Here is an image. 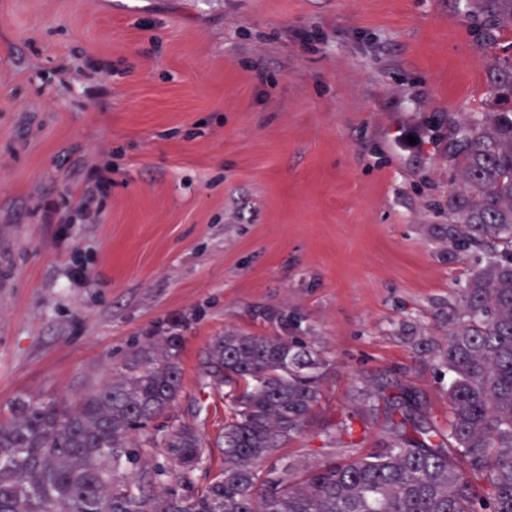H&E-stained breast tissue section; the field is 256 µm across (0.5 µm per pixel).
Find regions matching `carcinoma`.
<instances>
[{
	"label": "carcinoma",
	"mask_w": 512,
	"mask_h": 512,
	"mask_svg": "<svg viewBox=\"0 0 512 512\" xmlns=\"http://www.w3.org/2000/svg\"><path fill=\"white\" fill-rule=\"evenodd\" d=\"M496 31L512 0H487ZM489 111L466 114L448 140L462 186L448 193L439 238L483 257L458 289L448 334L431 347L448 370V428L429 423L399 387L384 448L361 453L342 421L339 459H271L300 436L319 406L329 360L302 336L229 330L211 343L209 385L225 386L224 432L206 441L171 420L148 435L181 389L182 336L144 337L110 378L70 399L17 397L0 408V512H512V45L487 72ZM160 453L168 465L148 466ZM203 486L193 474L213 454Z\"/></svg>",
	"instance_id": "carcinoma-1"
}]
</instances>
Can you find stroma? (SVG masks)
Masks as SVG:
<instances>
[{"instance_id": "35a3bbf8", "label": "stroma", "mask_w": 512, "mask_h": 512, "mask_svg": "<svg viewBox=\"0 0 512 512\" xmlns=\"http://www.w3.org/2000/svg\"><path fill=\"white\" fill-rule=\"evenodd\" d=\"M491 56L477 0H0V405L99 386L172 329V416L212 441L209 345L285 310L329 364L280 456H334L377 382L445 425L422 343L474 260L431 229Z\"/></svg>"}]
</instances>
